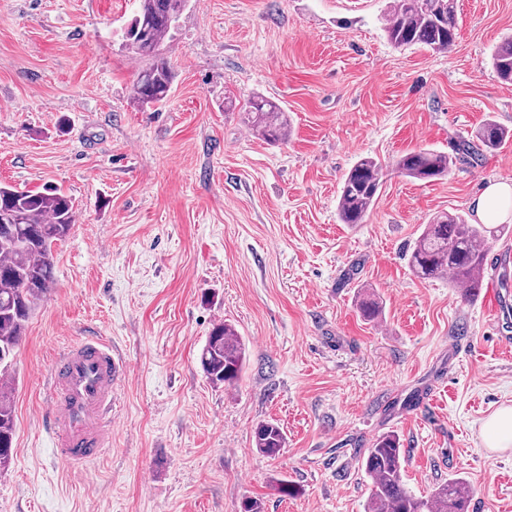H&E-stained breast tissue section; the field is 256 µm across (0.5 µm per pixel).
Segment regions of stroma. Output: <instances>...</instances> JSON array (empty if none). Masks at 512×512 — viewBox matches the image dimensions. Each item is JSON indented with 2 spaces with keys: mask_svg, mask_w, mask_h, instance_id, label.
<instances>
[{
  "mask_svg": "<svg viewBox=\"0 0 512 512\" xmlns=\"http://www.w3.org/2000/svg\"><path fill=\"white\" fill-rule=\"evenodd\" d=\"M388 3L189 0L163 43L171 92L144 109L145 63L124 37L134 0H0V183L56 187L76 209L16 350L0 512H240L248 498L365 512L358 457L388 432L412 494L460 477L469 512H512V449L479 437L512 405V339L479 296L415 277L405 258L435 216L471 217L484 184L512 181V138L432 182L390 175L364 223L337 218L361 157L450 154L489 119L512 131V83L490 64L512 0H456L457 39L439 53L388 41ZM255 96L287 112L285 142L244 125L238 106ZM366 288L380 322L357 312ZM219 321L246 347L228 390L197 365ZM88 331L129 375L111 448L77 468L55 458L39 412L50 357ZM454 338L466 353L449 354ZM441 376L434 407L393 421ZM271 420L286 435L274 458L252 443Z\"/></svg>",
  "mask_w": 512,
  "mask_h": 512,
  "instance_id": "1",
  "label": "stroma"
}]
</instances>
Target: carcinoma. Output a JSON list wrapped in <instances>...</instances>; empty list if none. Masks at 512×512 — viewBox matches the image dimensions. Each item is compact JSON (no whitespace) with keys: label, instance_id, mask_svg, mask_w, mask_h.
Segmentation results:
<instances>
[{"label":"carcinoma","instance_id":"carcinoma-1","mask_svg":"<svg viewBox=\"0 0 512 512\" xmlns=\"http://www.w3.org/2000/svg\"><path fill=\"white\" fill-rule=\"evenodd\" d=\"M187 0H139L136 14L125 32L126 46L150 64L138 75L134 98L141 104L159 105L171 91V72L161 46L186 7ZM388 40L397 47H426L444 52L457 37L455 0H391L383 16ZM498 77L512 82V37L491 55ZM245 123L269 143L288 139V115L278 104L256 96L244 107ZM509 132L493 120L476 131L474 139H461L456 156L433 150H415L388 167L374 157L360 158L347 174L337 209L343 224H361L373 207L389 170L420 181L448 174L456 160L476 161L482 151L494 150ZM75 224L72 199L54 188L43 192L0 184V376L11 373L15 350L38 302L51 289L54 246ZM486 230L460 216L444 215L425 225L408 249V264L421 279L446 276L458 288L478 287L484 273ZM360 316L375 321L380 307L366 293L357 303ZM200 367L215 387L231 388L239 381L246 348L234 326L213 325L199 352ZM15 431L14 410L8 391L0 389V469L11 459ZM255 447L275 457L285 436L274 422L254 430ZM404 456L396 435L376 439L359 458V467L371 481L366 512H468L470 490L460 478H450L426 497L412 495L403 481Z\"/></svg>","mask_w":512,"mask_h":512}]
</instances>
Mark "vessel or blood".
I'll list each match as a JSON object with an SVG mask.
<instances>
[{"instance_id": "b4317fda", "label": "vessel or blood", "mask_w": 512, "mask_h": 512, "mask_svg": "<svg viewBox=\"0 0 512 512\" xmlns=\"http://www.w3.org/2000/svg\"><path fill=\"white\" fill-rule=\"evenodd\" d=\"M481 295L496 333L512 338L498 280H487ZM127 376L126 363L95 334L79 337L54 356L41 422L59 459L84 466L111 448L116 392Z\"/></svg>"}]
</instances>
